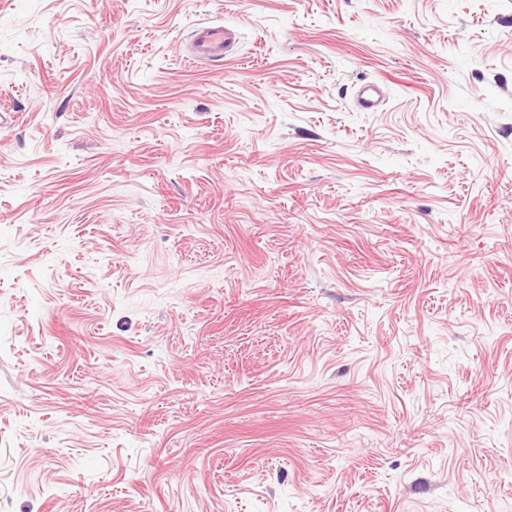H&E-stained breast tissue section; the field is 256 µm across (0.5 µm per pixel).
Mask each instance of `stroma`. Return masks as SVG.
Here are the masks:
<instances>
[{"label": "stroma", "instance_id": "stroma-1", "mask_svg": "<svg viewBox=\"0 0 512 512\" xmlns=\"http://www.w3.org/2000/svg\"><path fill=\"white\" fill-rule=\"evenodd\" d=\"M0 512H512V0H0ZM237 33L224 25H201L193 31L191 55L197 62H214L235 43Z\"/></svg>", "mask_w": 512, "mask_h": 512}]
</instances>
